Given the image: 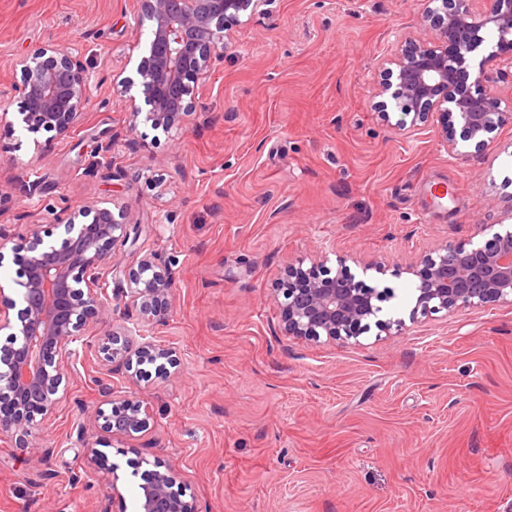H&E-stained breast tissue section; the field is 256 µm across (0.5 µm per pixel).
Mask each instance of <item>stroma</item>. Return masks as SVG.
I'll return each mask as SVG.
<instances>
[{
  "label": "stroma",
  "instance_id": "stroma-1",
  "mask_svg": "<svg viewBox=\"0 0 512 512\" xmlns=\"http://www.w3.org/2000/svg\"><path fill=\"white\" fill-rule=\"evenodd\" d=\"M425 0H270L201 79L182 128L130 130L148 34L138 0H0V83L16 58L79 38L94 95L67 137L0 128V308L19 300L28 227L60 240L49 205L108 201L138 227L115 259L155 255L174 312L149 327L179 361L137 385L112 369L90 324L70 395L33 463L0 440V512H135L145 461L175 470L197 512H512V305L412 315L406 264L512 225V124L475 151L443 150L429 123L395 131L373 105L378 64L415 34ZM110 138L112 165L87 175ZM38 182L42 194L24 190ZM327 253L376 260L368 284L396 297L402 331L326 342L281 335L288 263ZM148 403L147 430L77 425L100 385ZM101 458H93L91 449Z\"/></svg>",
  "mask_w": 512,
  "mask_h": 512
}]
</instances>
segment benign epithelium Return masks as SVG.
Instances as JSON below:
<instances>
[{"mask_svg": "<svg viewBox=\"0 0 512 512\" xmlns=\"http://www.w3.org/2000/svg\"><path fill=\"white\" fill-rule=\"evenodd\" d=\"M271 0H139L137 26L150 22L148 55L137 73L147 111L130 102L129 127L141 122L169 132L180 126L199 98L198 81L212 63L232 48L235 27L244 12L255 15ZM420 33L402 38L378 67L375 108L386 124L390 110L412 116L411 123H432L448 154L461 156L459 142L477 150L488 148L490 134L508 123L512 113L485 85L484 65L501 61L512 67V0H427ZM494 50L470 71V58L486 42ZM23 83L11 91L22 99L20 121L28 130L71 134L84 121L92 95V76L74 40L49 43L40 53L16 61ZM64 227L60 243L44 240L33 224L25 257L17 321L0 314V330H10L12 346L0 355V438L29 448L41 460L48 454L36 429L38 420L55 412L67 396L76 343L92 320L108 326L109 341L100 347L103 360L130 370L133 365L164 360L177 363L176 351L150 341L138 342L141 328L167 321L175 296L174 280L159 270L153 255L126 269L114 262L115 246L130 237L127 224L112 208L95 202L53 212ZM481 239L466 244H441L407 266L415 276L411 314L440 309L512 303V228L494 231L479 225ZM338 259L336 273L322 261L286 266L284 336L348 342L376 328L388 334L402 328L400 319H382L381 303L394 289H379L356 278ZM362 269L384 272L375 260H350ZM117 285L114 295L129 298L138 316L130 328L109 319L112 296L105 279ZM150 412L133 396L115 398L104 391L91 426L114 435H129L149 426ZM138 485L137 512H195L194 497L171 468L160 461Z\"/></svg>", "mask_w": 512, "mask_h": 512, "instance_id": "1", "label": "benign epithelium"}]
</instances>
